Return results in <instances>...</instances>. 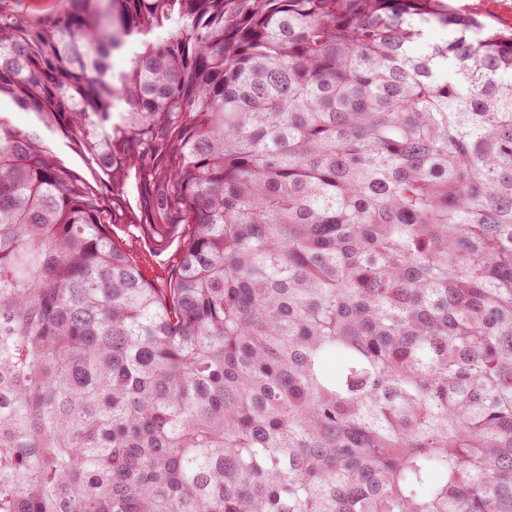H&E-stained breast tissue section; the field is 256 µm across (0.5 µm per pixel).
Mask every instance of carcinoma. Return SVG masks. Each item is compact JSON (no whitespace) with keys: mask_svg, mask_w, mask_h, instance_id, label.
I'll return each mask as SVG.
<instances>
[{"mask_svg":"<svg viewBox=\"0 0 512 512\" xmlns=\"http://www.w3.org/2000/svg\"><path fill=\"white\" fill-rule=\"evenodd\" d=\"M4 103L0 512H512V33L0 8ZM116 224L177 244L164 286Z\"/></svg>","mask_w":512,"mask_h":512,"instance_id":"carcinoma-1","label":"carcinoma"}]
</instances>
